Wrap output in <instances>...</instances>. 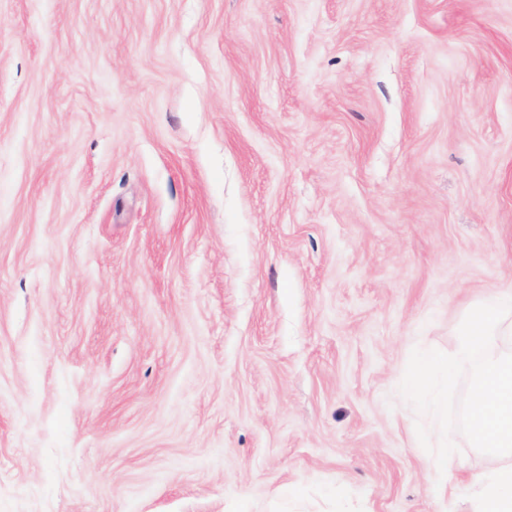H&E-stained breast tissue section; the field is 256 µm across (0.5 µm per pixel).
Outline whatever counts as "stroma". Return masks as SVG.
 I'll list each match as a JSON object with an SVG mask.
<instances>
[{
    "label": "stroma",
    "instance_id": "obj_1",
    "mask_svg": "<svg viewBox=\"0 0 512 512\" xmlns=\"http://www.w3.org/2000/svg\"><path fill=\"white\" fill-rule=\"evenodd\" d=\"M507 290L512 0H0V512H473Z\"/></svg>",
    "mask_w": 512,
    "mask_h": 512
}]
</instances>
